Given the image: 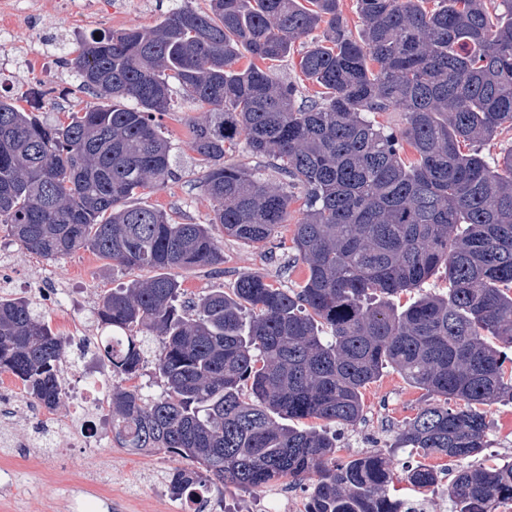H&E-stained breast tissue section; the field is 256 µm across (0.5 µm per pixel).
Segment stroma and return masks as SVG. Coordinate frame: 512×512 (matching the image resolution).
<instances>
[{"label":"stroma","instance_id":"35a3bbf8","mask_svg":"<svg viewBox=\"0 0 512 512\" xmlns=\"http://www.w3.org/2000/svg\"><path fill=\"white\" fill-rule=\"evenodd\" d=\"M42 2V16L15 27L6 46L0 47V58L6 56L12 61L8 74L0 76V96L18 97L34 86L50 90L42 116L49 122L63 121L94 97L80 91L65 71H57L50 83L36 68L27 66L28 57L55 53L59 42L70 41L75 24L74 19L55 12V0ZM94 3L95 19L81 29L85 36L120 27L154 25L170 10L173 0ZM199 114L196 106L179 99L174 111L164 116L163 130L176 146L177 177L166 187L145 191L137 199L138 205L164 210L181 223L206 224L213 216L214 203L200 186L202 172L187 145V121ZM291 237V232L285 231L259 245L222 238L224 263L220 269L177 271L183 301L195 300L211 290L233 293L238 278L250 271L263 273L277 287L296 288L304 267L286 247ZM147 276V271L113 265L85 249L47 261L9 241L0 229V296L32 299L53 331L62 336L76 335L81 325L95 327L94 309L105 291ZM18 385L12 375L0 372V400L18 408L17 414L0 416V464L11 463L15 470L12 482L0 483V512H71L76 503L84 504L86 512H189L164 487L168 472L183 466V459L162 452L129 453L113 443L107 427L96 428L97 447L86 446L68 426L75 414L70 402L61 403L48 422L56 429L57 446L36 447L35 438L46 422L41 414L28 410L29 399L18 392ZM362 399V420L336 430L340 457L352 455L351 442L359 440L362 452L384 455L394 477L391 496L411 501L422 496L428 501V512H449L443 489L420 495L406 482V469L420 463L421 458L394 445L408 418L432 403V396L408 386L397 371L388 368L366 386ZM483 412L488 446L481 464L491 466L512 459V403H495L484 407Z\"/></svg>","mask_w":512,"mask_h":512}]
</instances>
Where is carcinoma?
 Returning <instances> with one entry per match:
<instances>
[{"instance_id": "obj_1", "label": "carcinoma", "mask_w": 512, "mask_h": 512, "mask_svg": "<svg viewBox=\"0 0 512 512\" xmlns=\"http://www.w3.org/2000/svg\"><path fill=\"white\" fill-rule=\"evenodd\" d=\"M356 0L348 34L339 0H209L149 27L81 40L64 58L104 103L51 124L0 96V225L29 253L54 260L90 250L157 274L101 296L94 316L112 366V442L190 462L169 475L172 498L204 512L224 490L299 483L307 512H399L380 455H337L336 434L287 420L352 427L362 390L383 369L444 400L406 421L394 447L448 458L487 448L480 407L512 401V147L484 146L512 130V0ZM304 40L299 67L321 91L301 100L270 63ZM249 63H238L243 58ZM182 97L204 110L188 147L215 203L208 224L129 204L175 177L173 143L157 120ZM396 112L397 126L377 117ZM243 141L279 182L226 159ZM413 157L404 158L406 149ZM305 268L288 291L260 272L233 294L190 306L173 272L217 268V237L263 244L290 223ZM445 270L448 291L407 306L393 298ZM157 397L125 385L149 343ZM68 341L27 298H0V370L35 402L67 396ZM418 489L438 471L418 465ZM450 512H495L512 500V461L470 466L448 485Z\"/></svg>"}]
</instances>
